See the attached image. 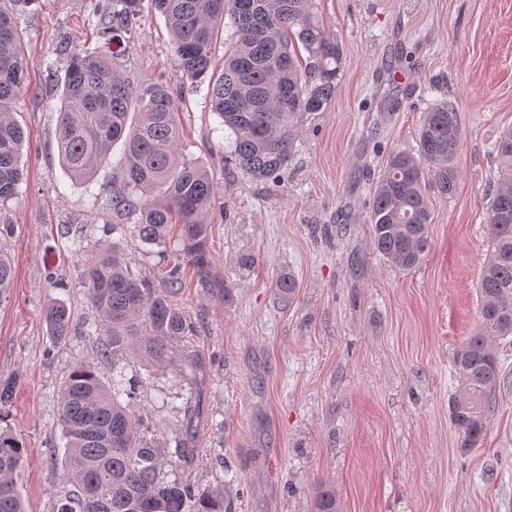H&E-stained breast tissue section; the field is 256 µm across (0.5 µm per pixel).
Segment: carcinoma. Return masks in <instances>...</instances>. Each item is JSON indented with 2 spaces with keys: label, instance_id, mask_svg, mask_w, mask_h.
Masks as SVG:
<instances>
[{
  "label": "carcinoma",
  "instance_id": "1",
  "mask_svg": "<svg viewBox=\"0 0 512 512\" xmlns=\"http://www.w3.org/2000/svg\"><path fill=\"white\" fill-rule=\"evenodd\" d=\"M34 0H0V201L19 193L20 157L25 133L12 103L28 89L27 58L17 16ZM173 42L176 71L193 80L207 78L218 31L229 17L230 53L224 71L207 78L211 108L234 135V156L254 179L280 178L298 133L308 117L331 99L342 68L343 50L319 23L314 0H153ZM141 0H112L95 10L103 33L133 31ZM56 129L60 162L87 183L123 141L121 186L102 208L134 219L112 231L130 233L144 245H167L173 218L182 224L180 253L206 276L210 259L202 248L206 217L218 195L214 174L187 158L180 147L178 110L171 88L149 84L136 89L106 54L73 51L60 81ZM462 129L455 104H434L424 116L417 150L388 156L369 201L376 250L393 267L419 264L429 245L432 212L426 191L456 192L455 160ZM494 151L497 187L487 224L494 250L480 280L481 323L457 349L460 379L449 413L460 449L475 447L485 432L486 412L501 382L493 343L512 336V129ZM88 303L103 328L97 360L76 361L61 387L59 424L65 440L60 461L61 490L53 512H92L87 492L106 499V512H233L224 496L202 493L161 468L162 443L149 437L150 424L132 410L140 382L122 380L121 363L135 359L161 367L174 355V341L194 326L170 304L180 281L170 269L159 291L136 275L119 254L106 248L81 256ZM14 273L0 248V302L9 297ZM50 336L68 338L73 316L57 300L44 313ZM112 365L119 379L100 365ZM27 455L22 438L0 426V512H27L19 477ZM315 512H337L336 495L322 486Z\"/></svg>",
  "mask_w": 512,
  "mask_h": 512
}]
</instances>
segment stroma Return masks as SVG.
<instances>
[{"mask_svg":"<svg viewBox=\"0 0 512 512\" xmlns=\"http://www.w3.org/2000/svg\"><path fill=\"white\" fill-rule=\"evenodd\" d=\"M94 3L34 0L18 18L29 89L12 110L27 140L20 193L0 204V246L14 270L0 303V382L15 384L0 413L27 449L20 484L29 512H52L61 385L98 350L82 250H114L161 289L179 246L175 229L167 253L114 233L112 217L92 207V195L107 199L120 184L121 146L91 183L61 167L57 80L69 45L114 53L132 85L170 83L182 149L220 186L203 243L209 277L183 264L170 297L197 335L179 341L163 368H126L151 378L136 407L154 423L169 476L233 499L236 512H314L322 483L338 512H512V342L495 344L503 381L470 452L448 409L455 351L481 320L493 146L512 128V0H316L320 23L343 47L342 71L278 183L229 162L232 137L208 85L177 76L151 0H142L134 38L114 41L102 37ZM437 100L461 115V179L453 196L431 194L430 246L400 270L374 248L369 193L390 151L416 148ZM288 277L297 282L289 302L279 292ZM53 299L75 312L59 343L44 321ZM167 393L173 404H164ZM187 403L199 414L190 437L179 412Z\"/></svg>","mask_w":512,"mask_h":512,"instance_id":"35a3bbf8","label":"stroma"}]
</instances>
